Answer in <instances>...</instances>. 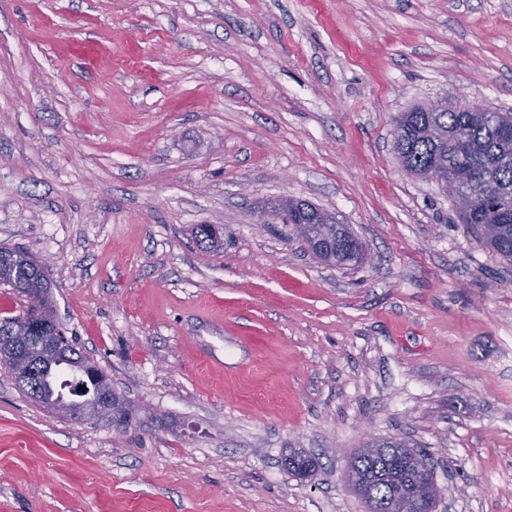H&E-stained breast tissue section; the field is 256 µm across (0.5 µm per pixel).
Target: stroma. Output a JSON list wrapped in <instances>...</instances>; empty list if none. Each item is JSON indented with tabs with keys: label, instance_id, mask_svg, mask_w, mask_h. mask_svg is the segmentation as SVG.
Listing matches in <instances>:
<instances>
[{
	"label": "stroma",
	"instance_id": "obj_1",
	"mask_svg": "<svg viewBox=\"0 0 512 512\" xmlns=\"http://www.w3.org/2000/svg\"><path fill=\"white\" fill-rule=\"evenodd\" d=\"M449 92L512 113V0H0V246L130 413L59 419L0 365V512H367V439L427 454L435 512H512V262L391 147Z\"/></svg>",
	"mask_w": 512,
	"mask_h": 512
}]
</instances>
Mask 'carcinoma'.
I'll list each match as a JSON object with an SVG mask.
<instances>
[{
  "label": "carcinoma",
  "mask_w": 512,
  "mask_h": 512,
  "mask_svg": "<svg viewBox=\"0 0 512 512\" xmlns=\"http://www.w3.org/2000/svg\"><path fill=\"white\" fill-rule=\"evenodd\" d=\"M408 147V162L418 170L448 160L455 161V174L462 186L477 183L478 197L470 205L458 206L463 223L472 226L480 242L506 261L512 262V115L502 112H427L416 106L397 120ZM197 242L215 247L220 240L216 224L194 227ZM327 251L349 256L361 251L349 233L326 244ZM42 283L46 304L52 305L50 285L41 277L34 258L28 253L0 247V285L13 282ZM15 381L41 406L65 418L58 407L73 410L74 421L93 418L96 407L94 390L103 380V371L83 354L78 364L66 374L46 362L29 368L8 363ZM90 389L86 393L81 387ZM372 455L358 452L350 462L349 475L354 477L353 490L364 501L368 512H382L381 505L397 482L411 481L417 467L426 466L423 457L403 442L394 440L373 443ZM285 466L294 475L307 476L315 461L301 452L285 458Z\"/></svg>",
  "instance_id": "carcinoma-1"
}]
</instances>
